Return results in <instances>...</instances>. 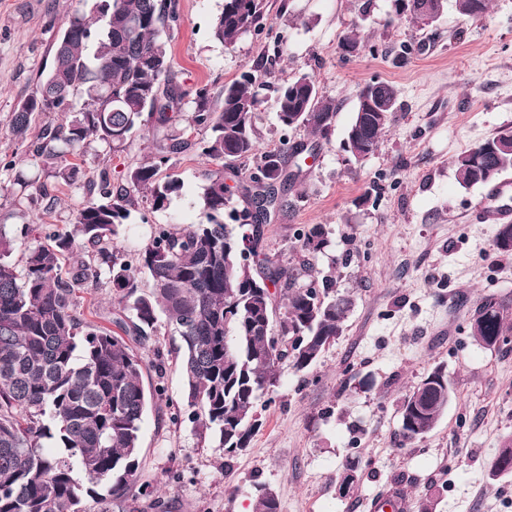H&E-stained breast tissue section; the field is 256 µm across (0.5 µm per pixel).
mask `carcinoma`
<instances>
[{"instance_id":"obj_1","label":"carcinoma","mask_w":512,"mask_h":512,"mask_svg":"<svg viewBox=\"0 0 512 512\" xmlns=\"http://www.w3.org/2000/svg\"><path fill=\"white\" fill-rule=\"evenodd\" d=\"M51 46L45 76L13 112L10 129L25 135L48 119L31 160L60 185L84 180L87 198L64 231L26 227L20 236L0 225V512H81L82 497L100 512H123L138 479L140 432L153 395L144 385L146 347L159 319L179 336L177 354L192 421L232 456L248 448L262 425L258 405L280 380L281 364L309 370L343 332L353 307L332 275L316 277L306 260L285 267L264 245L262 226L285 206L283 192L298 173L280 152H261L254 130L262 83L250 73L224 86L217 109L206 89L173 82L163 34L176 21L172 0H85ZM479 17L488 0H458ZM262 0H224L213 24L216 40L232 45L259 25ZM286 131L305 128L329 139L336 103L301 74L276 89ZM192 98L179 134L157 141L148 161L116 187L85 169V147L98 140L116 150L135 130L166 127L174 107ZM398 107V91L383 81L359 91L344 150L357 162L375 153ZM209 132L201 154L220 164L206 175L202 205L208 223L176 231L158 224L137 266L114 244L131 210L158 211L181 190L163 173L170 155ZM512 165V127L482 140L454 161L462 188L491 185ZM241 176L242 205H232L224 169ZM229 216L234 226L224 223ZM329 245L324 226L299 236L304 256ZM495 248L512 252V224L499 226ZM22 251L21 262L11 259ZM151 288L140 289L137 272ZM111 283L119 332L89 320L78 292ZM472 336L499 349L512 335V314L484 302ZM453 397L438 365L400 406L401 435L416 441L443 417ZM254 512H279L276 494L259 485Z\"/></svg>"}]
</instances>
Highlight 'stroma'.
<instances>
[{"label": "stroma", "mask_w": 512, "mask_h": 512, "mask_svg": "<svg viewBox=\"0 0 512 512\" xmlns=\"http://www.w3.org/2000/svg\"><path fill=\"white\" fill-rule=\"evenodd\" d=\"M178 21L166 36L177 85L203 88L219 107L224 87L242 73L267 82L255 130L261 149L284 141L308 145L302 174L284 194L286 208L264 226L266 251L291 266L302 257L296 236L324 225L329 247L312 257L332 272L354 306L341 336L307 372L282 365L262 411L263 425L234 456L210 447L189 418L183 377L167 364L162 398L148 407L141 431L139 479L127 512H251L256 485L275 492L279 512H365L364 504L400 489L419 512H512V476L492 481L487 466L512 439V348L486 350L472 336L476 308L487 299L512 312V255L493 245L497 227L480 223L485 189L459 187L453 162L473 144L512 127V0H490L478 18L445 0L430 25L392 21V0H263L260 26L230 46L212 36L223 0H175ZM81 0H0V224L48 229L72 223L82 184L28 208L14 179L36 178L29 146L39 133L12 135L10 121L51 64L50 48L81 10ZM359 26L358 51L340 47ZM285 40L275 55V36ZM410 53H402V46ZM307 73L338 106L326 141L303 129L282 132L274 85ZM393 84L400 108L376 152L357 162L342 149L360 86ZM164 130L136 131L125 148L86 147L94 176L120 184L149 159ZM206 133L172 155L182 182L166 209H136L118 244L134 256L157 224H203ZM445 366L455 396L436 427L409 442L399 426L402 400L434 367ZM358 465L349 493L339 490L347 462Z\"/></svg>", "instance_id": "obj_1"}]
</instances>
